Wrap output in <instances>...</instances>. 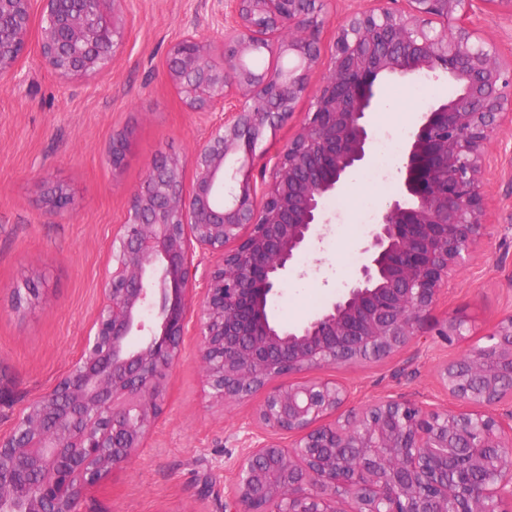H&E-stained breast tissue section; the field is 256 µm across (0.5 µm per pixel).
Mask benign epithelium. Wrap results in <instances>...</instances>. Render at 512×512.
<instances>
[{"label": "benign epithelium", "mask_w": 512, "mask_h": 512, "mask_svg": "<svg viewBox=\"0 0 512 512\" xmlns=\"http://www.w3.org/2000/svg\"><path fill=\"white\" fill-rule=\"evenodd\" d=\"M122 2L0 0V76L24 56L36 7L47 67L67 79L109 70L125 37ZM333 2L229 0L219 49L194 31L171 48L167 76L188 109L224 120L192 152V189L179 158L148 164L113 237L106 304L82 357L0 435V512H19L20 485L24 512H80L84 488L141 447L190 325L218 400L300 375L254 408L224 512H512V313L439 368L453 409L388 398L344 414L346 385L301 376L386 357L414 339L484 237L486 156L512 105V60L469 17L478 3L512 8V0H404L402 8L379 0L353 12L311 93ZM265 54L276 64L254 63ZM421 74L447 78L456 92L417 114L398 189L361 244L362 264L312 318L276 324L270 298L331 223L325 200L371 154L381 82ZM307 96L258 206L257 147ZM130 150L126 136H114L112 168ZM197 250L221 264L202 277L191 315ZM433 328L449 343L465 341L475 317L455 310Z\"/></svg>", "instance_id": "benign-epithelium-1"}]
</instances>
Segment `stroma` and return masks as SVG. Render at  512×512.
<instances>
[{
  "mask_svg": "<svg viewBox=\"0 0 512 512\" xmlns=\"http://www.w3.org/2000/svg\"><path fill=\"white\" fill-rule=\"evenodd\" d=\"M123 10L126 35L110 71L61 79L42 63L33 42L17 72L0 79V434L82 355L106 301L102 284L112 269V236L148 163L159 155L189 158L221 118L189 111L166 76L168 51L184 32L194 28L218 41L221 0H125ZM471 21L503 59L512 58L511 10L483 7ZM409 87L392 78L382 83L376 131L406 123L423 106ZM119 132L129 133L133 145L116 171L107 150ZM489 155L488 234L452 275L434 312L438 319L455 309L475 313L480 334L512 312V126ZM48 183L66 189L67 211L46 207ZM397 185L396 169L380 173L371 161L327 200L332 221L283 279L271 302L276 323L302 324L342 291L358 269L353 259L368 233L360 225L359 198L383 207ZM466 348L426 329L388 357L320 374L348 387L351 410L385 397L451 409L455 403L439 384L437 369L460 360ZM164 384L163 411L142 447L86 490L81 512H224L244 428L264 393L214 401L193 335Z\"/></svg>",
  "mask_w": 512,
  "mask_h": 512,
  "instance_id": "stroma-1",
  "label": "stroma"
}]
</instances>
